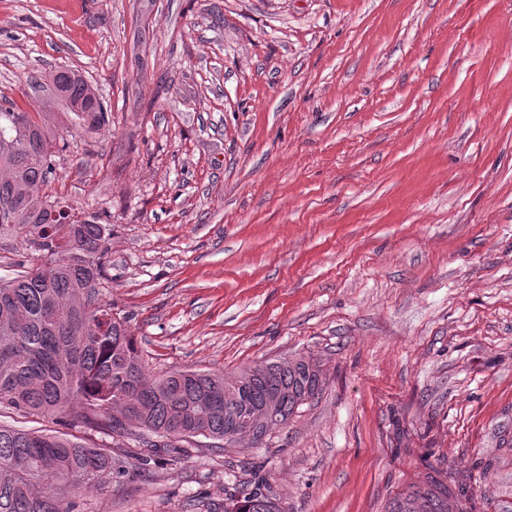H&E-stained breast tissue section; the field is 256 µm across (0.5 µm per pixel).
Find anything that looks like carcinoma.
Segmentation results:
<instances>
[{"label": "carcinoma", "instance_id": "obj_1", "mask_svg": "<svg viewBox=\"0 0 512 512\" xmlns=\"http://www.w3.org/2000/svg\"><path fill=\"white\" fill-rule=\"evenodd\" d=\"M49 80L56 97L78 107L76 130L89 134L104 123V104L79 73L56 70ZM66 148L44 121L0 98V233L21 234L41 259L0 281V409L108 436L137 428L148 447L146 465L161 460L175 440L224 439L242 402L260 406L269 392L282 393L271 423L283 425L319 394L320 370L304 356L242 370L241 402L227 405L222 373H146L126 322L100 297L107 225L79 220L59 201L51 202L53 218L37 207L55 157ZM125 411L130 426L115 417ZM114 466L111 449L83 438L0 425V512H74V490H104ZM224 512H280V506L266 482L255 480L225 493ZM387 512H477V506L458 475L438 472L394 497Z\"/></svg>", "mask_w": 512, "mask_h": 512}]
</instances>
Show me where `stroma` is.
<instances>
[{"label":"stroma","mask_w":512,"mask_h":512,"mask_svg":"<svg viewBox=\"0 0 512 512\" xmlns=\"http://www.w3.org/2000/svg\"><path fill=\"white\" fill-rule=\"evenodd\" d=\"M106 124L46 195L110 227L102 294L149 373L304 355L322 390L261 447H144L77 512H384L433 471L493 466L512 512V0H0V97ZM50 83L58 91L56 97L66 103L78 122L76 131L89 134L104 123L106 112L104 104L93 88L77 72L69 69L55 70L49 75ZM92 93V96L89 94ZM72 106L78 107L75 112ZM278 500L262 480L247 482L245 488L225 492L224 512H280Z\"/></svg>","instance_id":"1"}]
</instances>
